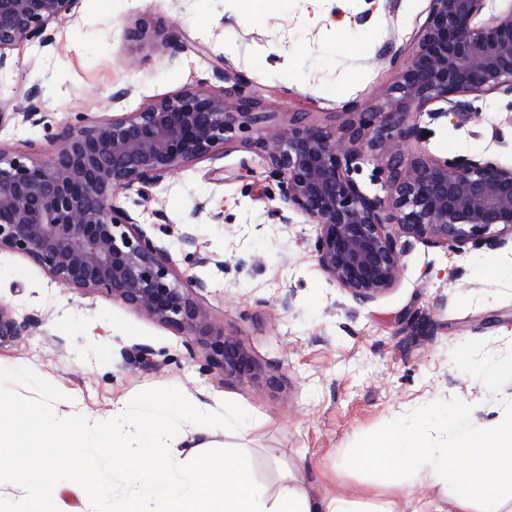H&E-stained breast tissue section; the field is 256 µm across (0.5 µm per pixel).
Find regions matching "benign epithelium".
<instances>
[{"mask_svg": "<svg viewBox=\"0 0 512 512\" xmlns=\"http://www.w3.org/2000/svg\"><path fill=\"white\" fill-rule=\"evenodd\" d=\"M489 0H431L417 46L388 89L387 110L335 129H257L262 158L282 179L288 203L317 226L316 255L329 279L372 301L401 273V237L450 249L512 236V167L491 159H436L403 146L416 137L411 110L465 92H512V10L481 19ZM75 0H0V69L10 51L42 36ZM235 100L187 87L130 118L73 128L44 162L0 152V250L19 253L57 283L104 291L178 332L201 336L208 365L227 385L280 383L237 336L203 329L205 312L170 257L115 197L158 183L181 165L212 155L243 124L267 119L249 82L224 74ZM388 157L386 196L353 178ZM26 324L0 305V344Z\"/></svg>", "mask_w": 512, "mask_h": 512, "instance_id": "7a95c632", "label": "benign epithelium"}]
</instances>
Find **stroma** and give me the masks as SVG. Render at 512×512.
Masks as SVG:
<instances>
[{
    "label": "stroma",
    "instance_id": "35a3bbf8",
    "mask_svg": "<svg viewBox=\"0 0 512 512\" xmlns=\"http://www.w3.org/2000/svg\"><path fill=\"white\" fill-rule=\"evenodd\" d=\"M430 0H277L247 14L244 0H77L45 41L10 51L0 69V150L45 161L64 133L143 111L186 87L231 91L243 75L271 112L270 129L334 128L348 104L387 100L424 28ZM147 22V35L131 31ZM462 113L430 103L413 116L419 146L437 159H494L512 166V94L460 95ZM256 132L231 134L212 156L174 176L118 195L189 281L205 324L237 335L280 386L225 385L196 337L147 318L101 292L54 282L26 257L0 251V304L27 323L0 345V408L38 430L44 390L68 411L97 418L124 401L134 424L163 436L172 390L239 411L240 432L202 440L205 455L247 448L257 483L276 489L296 474L313 497L352 492L356 512L395 494L374 473L347 466L358 448L394 423L422 421L428 447H448L470 422L512 412V238L447 247L410 240L400 280L369 302L329 280L310 219L288 204L259 155ZM467 351L471 369L459 364ZM498 371L486 389L479 368ZM125 469L107 471L96 498L66 491L55 512H117Z\"/></svg>",
    "mask_w": 512,
    "mask_h": 512
}]
</instances>
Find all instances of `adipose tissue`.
Here are the masks:
<instances>
[{
  "label": "adipose tissue",
  "instance_id": "obj_1",
  "mask_svg": "<svg viewBox=\"0 0 512 512\" xmlns=\"http://www.w3.org/2000/svg\"><path fill=\"white\" fill-rule=\"evenodd\" d=\"M170 404L179 419L206 432L221 422L225 433L237 430L235 412L215 411L207 404L184 405L180 393ZM125 403L115 402L107 420L90 419L79 404L68 413L45 412L37 435L0 419V457L22 455L27 486L16 512H54L53 503L65 490L93 496L95 482L75 485L74 471L91 472L99 464L92 451L101 445L123 447L132 439L138 453L132 458V479L121 512H353L350 494L311 498L295 479L268 492L252 477V461L241 451L228 460L185 456L176 441L145 429L130 431ZM66 448L70 459L57 464L45 448ZM461 467H451L453 459ZM349 464L399 476L404 496L411 497L437 485L456 488L453 512H512V413L488 423H470L450 446L428 448L422 427L399 424L381 431L366 446L352 449Z\"/></svg>",
  "mask_w": 512,
  "mask_h": 512
}]
</instances>
